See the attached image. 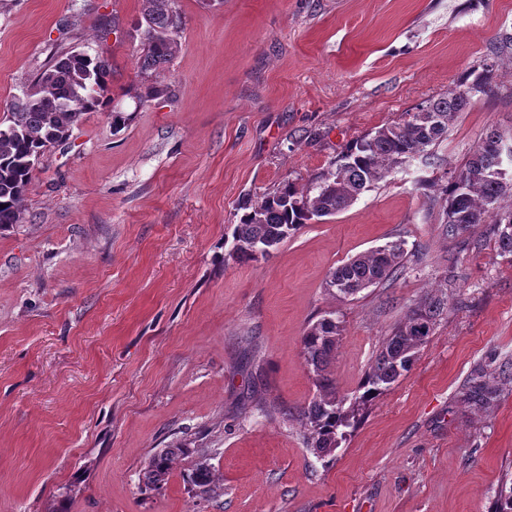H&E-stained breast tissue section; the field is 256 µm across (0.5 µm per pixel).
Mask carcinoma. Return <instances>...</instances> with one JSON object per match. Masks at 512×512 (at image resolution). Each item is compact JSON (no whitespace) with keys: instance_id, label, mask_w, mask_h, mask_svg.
Wrapping results in <instances>:
<instances>
[{"instance_id":"carcinoma-1","label":"carcinoma","mask_w":512,"mask_h":512,"mask_svg":"<svg viewBox=\"0 0 512 512\" xmlns=\"http://www.w3.org/2000/svg\"><path fill=\"white\" fill-rule=\"evenodd\" d=\"M176 3L143 0L137 23L143 29L139 77L150 96L159 92L156 79L179 50L181 15ZM497 67L495 61L486 64L474 79H463L448 95L351 141L308 186L286 181L261 200L244 202L228 256L237 261L270 256L313 218L349 208L393 168L427 154L429 147L447 137L449 125L469 104L472 94L493 90ZM110 77L107 60L85 52L58 50L37 73L30 92L0 118V228L21 221L22 202L39 160L51 148L66 142L87 113L98 111ZM500 146L512 148V135L493 131L462 168L446 173L442 179H423L421 185L440 190L445 236L463 239L493 213L496 251L512 259V166L504 174L498 172ZM406 257V241H390L329 271L324 288L335 298L353 300L365 289L397 277ZM447 310L445 295H428L410 308L383 341L357 394L351 397L338 395L336 378L329 370L342 339V321L326 314L308 326L302 337V353L317 393L299 413L304 421L306 448L320 459L332 456L372 402L411 370L417 353ZM507 381L512 382V361L502 363L496 376L478 365L461 386L458 401L483 413L499 400L502 384ZM190 452L181 442L156 451L143 469L145 487L160 489L166 485L176 461ZM191 483L199 496L208 497L214 493L216 477L201 462L192 473Z\"/></svg>"}]
</instances>
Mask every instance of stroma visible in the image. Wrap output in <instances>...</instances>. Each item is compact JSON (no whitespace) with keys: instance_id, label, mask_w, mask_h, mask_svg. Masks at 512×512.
I'll return each instance as SVG.
<instances>
[{"instance_id":"obj_1","label":"stroma","mask_w":512,"mask_h":512,"mask_svg":"<svg viewBox=\"0 0 512 512\" xmlns=\"http://www.w3.org/2000/svg\"><path fill=\"white\" fill-rule=\"evenodd\" d=\"M180 49L149 98L142 0H0V113L57 49L108 59L105 105L42 158L21 223L0 228V512H492L512 472V383L483 414L456 394L512 360V260L489 225L448 239L420 186L512 132V55L448 135L264 260L228 259L243 200L302 185L348 143L481 71L512 0H178ZM124 112L122 128L113 109ZM404 238L401 275L349 302L330 269ZM448 311L411 370L331 460L305 447L316 388L306 327L342 322L354 395L424 295ZM287 408L267 417L261 405ZM182 442L164 488L149 457ZM209 464L211 496L188 476Z\"/></svg>"}]
</instances>
